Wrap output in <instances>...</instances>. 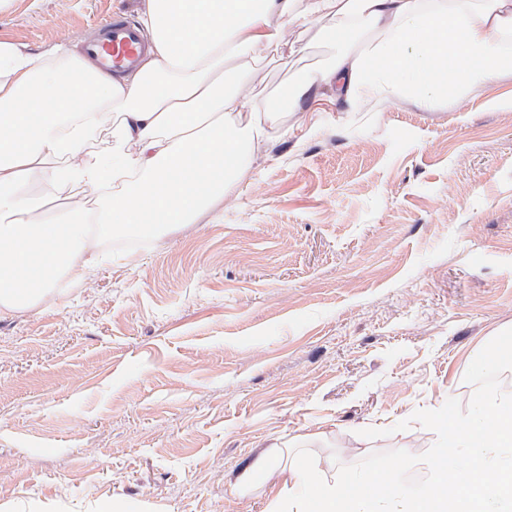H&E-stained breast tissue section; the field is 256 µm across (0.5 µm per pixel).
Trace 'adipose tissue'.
<instances>
[{
  "label": "adipose tissue",
  "mask_w": 512,
  "mask_h": 512,
  "mask_svg": "<svg viewBox=\"0 0 512 512\" xmlns=\"http://www.w3.org/2000/svg\"><path fill=\"white\" fill-rule=\"evenodd\" d=\"M332 13V42L344 52L295 85L300 106L323 86L363 107L410 98H459L512 71V0H146L143 26L153 50L131 81L115 82L64 46L44 61L0 42V314L34 309L53 277L79 278L97 256L90 229L154 230L192 223L245 176L250 147L281 112L224 89V67L243 74L253 47L277 50L284 24L304 27ZM376 38L360 43V28ZM108 128L104 149L96 136ZM105 198L39 220L29 184ZM437 440L419 491L358 495L380 471L324 478L287 449L261 453L236 476L233 492L279 489L268 512H512V403L486 397L480 415L431 419ZM469 451L459 463L457 449Z\"/></svg>",
  "instance_id": "obj_1"
}]
</instances>
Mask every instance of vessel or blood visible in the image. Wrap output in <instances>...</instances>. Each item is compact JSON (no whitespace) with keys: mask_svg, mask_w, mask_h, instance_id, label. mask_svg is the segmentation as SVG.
I'll use <instances>...</instances> for the list:
<instances>
[{"mask_svg":"<svg viewBox=\"0 0 512 512\" xmlns=\"http://www.w3.org/2000/svg\"><path fill=\"white\" fill-rule=\"evenodd\" d=\"M146 49L138 26L122 16L112 17L94 38L83 44L84 53L93 64L114 75L132 69Z\"/></svg>","mask_w":512,"mask_h":512,"instance_id":"obj_1","label":"vessel or blood"}]
</instances>
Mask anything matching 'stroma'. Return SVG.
<instances>
[{"label": "stroma", "mask_w": 512, "mask_h": 512, "mask_svg": "<svg viewBox=\"0 0 512 512\" xmlns=\"http://www.w3.org/2000/svg\"><path fill=\"white\" fill-rule=\"evenodd\" d=\"M145 0H0L41 56ZM324 22L254 50L243 103L342 53ZM512 73L465 100L283 109L193 223L99 239L82 281L0 316V512H264L265 449L412 489L431 417L469 416L512 336Z\"/></svg>", "instance_id": "stroma-1"}]
</instances>
